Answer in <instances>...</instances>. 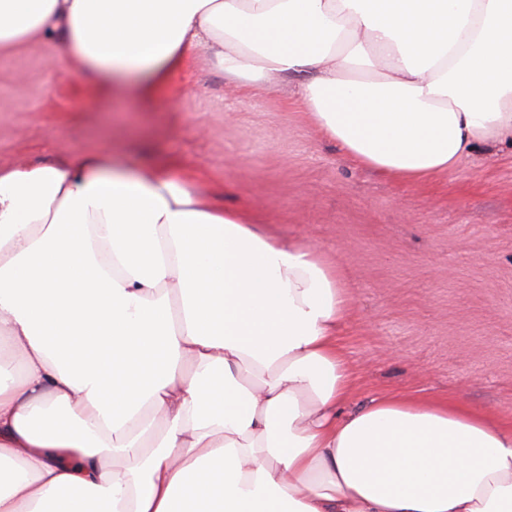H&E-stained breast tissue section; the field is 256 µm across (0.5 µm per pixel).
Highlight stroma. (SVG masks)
<instances>
[{"label":"stroma","instance_id":"stroma-1","mask_svg":"<svg viewBox=\"0 0 512 512\" xmlns=\"http://www.w3.org/2000/svg\"><path fill=\"white\" fill-rule=\"evenodd\" d=\"M114 154L204 173L217 204L342 267L338 346L350 407L458 399L512 424V148L406 183L339 152L278 88L232 87L200 63L143 92L94 84L32 48L0 52V167Z\"/></svg>","mask_w":512,"mask_h":512}]
</instances>
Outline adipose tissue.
Returning a JSON list of instances; mask_svg holds the SVG:
<instances>
[{"label": "adipose tissue", "instance_id": "ef3b65f1", "mask_svg": "<svg viewBox=\"0 0 512 512\" xmlns=\"http://www.w3.org/2000/svg\"><path fill=\"white\" fill-rule=\"evenodd\" d=\"M143 87L197 59L295 86L416 182L512 143V0H0V48ZM350 300L319 247L110 156L0 168V512H512V428L347 409Z\"/></svg>", "mask_w": 512, "mask_h": 512}]
</instances>
